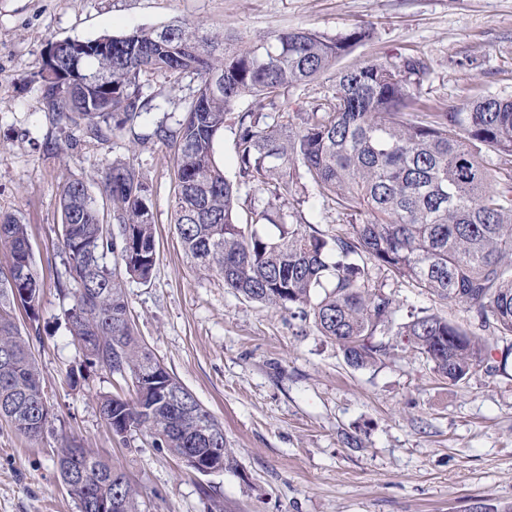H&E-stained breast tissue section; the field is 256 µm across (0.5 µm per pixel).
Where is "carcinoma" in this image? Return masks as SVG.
<instances>
[{
  "instance_id": "obj_1",
  "label": "carcinoma",
  "mask_w": 512,
  "mask_h": 512,
  "mask_svg": "<svg viewBox=\"0 0 512 512\" xmlns=\"http://www.w3.org/2000/svg\"><path fill=\"white\" fill-rule=\"evenodd\" d=\"M370 36V28L360 26L337 37L298 28L246 40L204 36L176 21L98 36L112 42V52L83 62L94 84L87 96L40 71L32 82L52 121L101 136L145 124L163 109L143 98L141 77L197 79L177 129L161 120L152 131L175 145V225L186 256L246 299L313 320L354 368L381 362L399 336L457 386L494 359L495 339L426 309L395 325V300L373 271L386 270L423 295L461 305L493 333L512 336V99L411 112L417 105L412 89L427 69L421 58L336 70L337 61ZM328 73L335 89L301 126L265 121L263 110L284 89ZM246 97L252 107L238 115V181L232 182L215 145L228 114ZM299 167L319 195L348 211L351 231L328 236L311 224L281 222L271 238L256 229L274 223L265 206L251 208V223H237L241 188L289 194ZM100 191L112 206L116 231L104 224L82 181L64 183L59 193L67 262L57 288L73 298L65 324L88 364L109 372L119 367L131 381L132 398L99 397L101 417L118 441L126 445L144 433L179 459L200 453L210 447L203 429L222 439L224 428L137 336L122 282L107 264L115 255L128 275L151 278L157 251L148 186L133 165L119 160L105 172ZM0 246L11 256L9 275L0 280V419L37 440L50 423L32 352L33 336L40 335L42 282L19 219L0 218ZM330 255L336 257L331 263ZM17 306L28 312L34 333L16 324ZM75 455L71 446L60 447L57 464L73 463L98 478L96 491L118 496V512H140L139 492L125 472L91 454Z\"/></svg>"
}]
</instances>
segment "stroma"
I'll list each match as a JSON object with an SVG mask.
<instances>
[{"label": "stroma", "instance_id": "obj_1", "mask_svg": "<svg viewBox=\"0 0 512 512\" xmlns=\"http://www.w3.org/2000/svg\"><path fill=\"white\" fill-rule=\"evenodd\" d=\"M175 20L248 38L289 28L336 36L367 25L371 40L340 68L420 56L428 69L414 94L433 112L512 98V0H0V216L26 224L43 284L32 351L51 412L38 442L0 420V512H79L54 465L65 438L120 467L140 491L141 512H210L216 501L224 512H512V360L491 361L457 387L403 344L376 366H349L313 324L225 288L222 276L185 256L174 227L171 141L127 129L96 138L45 115L29 79L49 42ZM333 85L325 76L287 89L269 114L297 115ZM196 86L153 76L143 91L166 103L173 128ZM116 160L133 164L149 186L157 263L143 282L126 276L120 259L108 262L154 357L222 423L235 469L200 476L149 437L118 443L97 398L119 385L86 364L65 327L69 302L56 288L66 262L60 187L79 179L99 196ZM254 198L329 235L350 222L302 173L289 194L256 189L239 198L240 223H249ZM377 280L395 300L396 323L424 308L482 331L463 307L384 271Z\"/></svg>", "mask_w": 512, "mask_h": 512}]
</instances>
